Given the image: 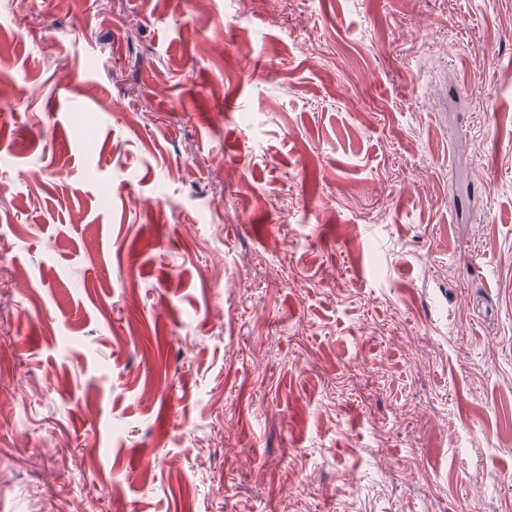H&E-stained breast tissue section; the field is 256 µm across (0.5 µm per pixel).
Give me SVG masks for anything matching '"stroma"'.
<instances>
[{"label": "stroma", "instance_id": "35a3bbf8", "mask_svg": "<svg viewBox=\"0 0 512 512\" xmlns=\"http://www.w3.org/2000/svg\"><path fill=\"white\" fill-rule=\"evenodd\" d=\"M0 512H512V0H0Z\"/></svg>", "mask_w": 512, "mask_h": 512}]
</instances>
